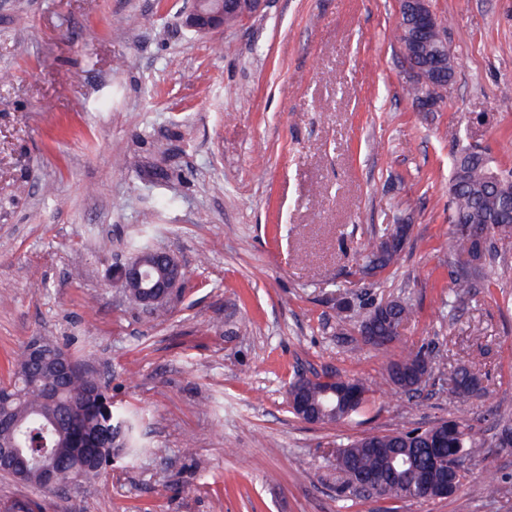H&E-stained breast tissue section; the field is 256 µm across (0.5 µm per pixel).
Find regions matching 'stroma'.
Returning a JSON list of instances; mask_svg holds the SVG:
<instances>
[{
    "instance_id": "obj_1",
    "label": "stroma",
    "mask_w": 512,
    "mask_h": 512,
    "mask_svg": "<svg viewBox=\"0 0 512 512\" xmlns=\"http://www.w3.org/2000/svg\"><path fill=\"white\" fill-rule=\"evenodd\" d=\"M188 0H0V381L41 336L105 372L142 413L135 468L46 495L0 475V503L39 512H512V238L476 294L449 300L454 152L512 170V0H431L457 61L434 111L404 93L398 0H268L242 25L184 29ZM176 196L175 207L162 200ZM411 237L358 279L378 224ZM149 231L185 279L165 315L112 282ZM398 298L388 353L339 325ZM434 372L335 425L288 410L296 372L382 378L401 349ZM483 396L455 397V369ZM464 418L486 445L453 495L336 493L328 457L371 433ZM500 495L487 496L486 480Z\"/></svg>"
}]
</instances>
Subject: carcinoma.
I'll return each mask as SVG.
<instances>
[{
  "instance_id": "1",
  "label": "carcinoma",
  "mask_w": 512,
  "mask_h": 512,
  "mask_svg": "<svg viewBox=\"0 0 512 512\" xmlns=\"http://www.w3.org/2000/svg\"><path fill=\"white\" fill-rule=\"evenodd\" d=\"M487 157L478 151L463 150L455 156L451 172V199L448 224L470 230L467 238L450 232L449 251L458 253L451 271L454 297L466 296L487 280L488 272L502 262L495 241L512 237L511 181L497 186L490 181ZM392 224L373 229L362 248L359 274L375 278L394 266L403 249H379V242L394 235ZM132 257L152 260L158 249L143 235L129 242ZM393 318L358 319L362 342L365 330L381 339L377 349L384 352L398 340L400 327L412 315L411 306L392 301ZM41 367H34L25 353L14 360L9 378L0 382V409L9 413L13 426L0 428V441L15 442L30 459L37 458L12 475L15 481L33 486L45 494L59 490L45 486L43 464L50 460L74 470L79 482L102 480L106 466L115 458L132 461L141 453L137 446V416L112 402L106 383L97 371L76 355L51 341L42 344ZM387 381L400 394L413 396L431 376V360L422 351L409 352L386 367ZM289 388L297 389L313 409L332 407L328 424L344 421L361 409L375 392V384L335 376L310 377L294 374ZM452 391L470 398L480 392L476 372L461 368ZM477 444L472 427L459 419H447L427 428L390 434H370L334 452L340 493L358 492L353 476L373 479L385 498L422 499L428 485L448 476V459L457 462L456 486L466 479L464 462Z\"/></svg>"
}]
</instances>
